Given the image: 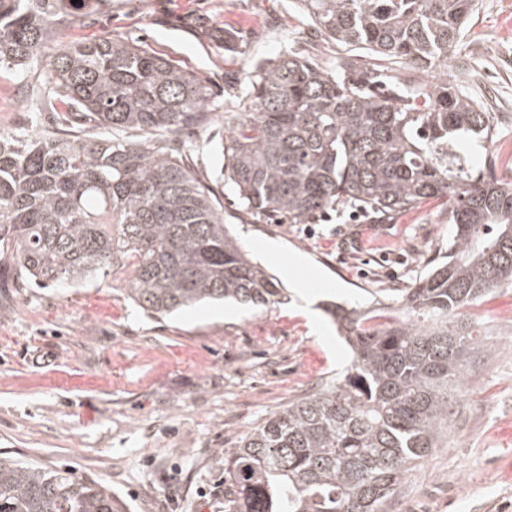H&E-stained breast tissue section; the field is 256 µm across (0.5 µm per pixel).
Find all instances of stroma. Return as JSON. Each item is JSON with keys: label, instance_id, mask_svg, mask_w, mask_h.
<instances>
[{"label": "stroma", "instance_id": "1", "mask_svg": "<svg viewBox=\"0 0 512 512\" xmlns=\"http://www.w3.org/2000/svg\"><path fill=\"white\" fill-rule=\"evenodd\" d=\"M512 30V0H480L448 69L487 103L512 144V58L489 48ZM119 37L166 57L209 89L211 121L177 138L187 163L224 204V222L285 290L250 309L202 303L164 317L126 298L120 274L86 287L0 283V458L66 467L107 484L130 512H224V460L244 432L286 409L349 362L325 304L370 306L409 288L448 250V210L430 200L391 221L342 206L307 224L254 218L224 184V135L235 90L259 61L285 52L334 67L298 0H76L45 52ZM52 82L47 62L27 77L0 71V135L51 126L31 103ZM302 264H294V257ZM309 284L311 305L291 290ZM474 331L453 382L448 437L409 470L387 512H512V286L464 308Z\"/></svg>", "mask_w": 512, "mask_h": 512}]
</instances>
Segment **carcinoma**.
I'll return each instance as SVG.
<instances>
[{
  "label": "carcinoma",
  "mask_w": 512,
  "mask_h": 512,
  "mask_svg": "<svg viewBox=\"0 0 512 512\" xmlns=\"http://www.w3.org/2000/svg\"><path fill=\"white\" fill-rule=\"evenodd\" d=\"M325 39L374 66L340 72L296 54L257 64L221 147L246 208L291 224L346 204L385 217L448 207L447 259L391 303L332 311L352 353L336 378L224 449V512H387L405 473L448 432V381L470 333L459 310L512 283V180L460 154L487 152L494 116L448 80L479 0H299ZM71 0H0V67L41 59ZM413 71L394 86L378 68ZM52 130L0 146V253L24 287L84 285L128 270V299L167 314L202 300L279 303L168 135L210 122L199 78L115 37L49 61ZM102 131H74L79 122ZM145 134L139 142L117 135ZM0 512H127L101 482L0 459Z\"/></svg>",
  "instance_id": "obj_1"
}]
</instances>
